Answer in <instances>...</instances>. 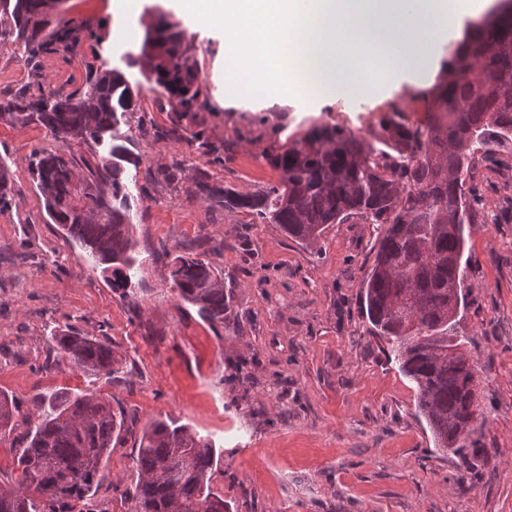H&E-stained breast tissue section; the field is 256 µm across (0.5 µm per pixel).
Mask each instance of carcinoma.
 I'll return each mask as SVG.
<instances>
[{"label":"carcinoma","instance_id":"carcinoma-1","mask_svg":"<svg viewBox=\"0 0 512 512\" xmlns=\"http://www.w3.org/2000/svg\"><path fill=\"white\" fill-rule=\"evenodd\" d=\"M73 21L56 11V0H0V44L26 56L66 52L78 37ZM178 23L163 22L146 37L141 54L154 61L157 83L172 109L186 114L198 104L202 87L181 50ZM135 111L124 73L98 69L80 94L55 92L0 102V120L36 121L56 139L77 143L111 141L110 157L76 180L71 146L33 151L28 170L45 198L51 220L62 226L104 270L112 288L129 296L134 256L133 225L122 168L126 152L120 118ZM428 119L413 121L392 109L380 124L356 136L337 126L315 129L280 154L266 155L281 172L280 182L258 193L198 189L229 210H242L263 224H276L291 239L311 246L329 224L358 217L379 225L374 261L362 281L371 333L383 339L388 357L417 387V407L439 447L454 455H488L478 447L475 423L482 415L474 373L448 350L463 347L454 336L464 301L465 225L481 204L466 186L475 146L493 156L489 135L512 144V0L476 26L450 54L443 81L427 102ZM179 299L210 324H224L233 295L224 273L210 260L186 255L172 259L170 272ZM53 349L90 376L112 377L124 363L107 338L84 336L64 327L51 336ZM37 422L17 436L14 458L21 480L0 488V512H43L49 503L71 508L99 484L101 464L120 438L123 417L93 394L58 389L40 395ZM19 406L0 392V442L19 427ZM218 463L207 436L165 421L144 430L135 460L139 475L129 499L132 512H229L228 502L211 491Z\"/></svg>","mask_w":512,"mask_h":512}]
</instances>
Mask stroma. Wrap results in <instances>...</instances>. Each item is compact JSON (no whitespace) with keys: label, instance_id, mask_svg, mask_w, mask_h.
Returning <instances> with one entry per match:
<instances>
[{"label":"stroma","instance_id":"obj_1","mask_svg":"<svg viewBox=\"0 0 512 512\" xmlns=\"http://www.w3.org/2000/svg\"><path fill=\"white\" fill-rule=\"evenodd\" d=\"M62 0L80 25L64 54L30 62L0 50V101L37 90L76 93L96 69L123 71L136 94L132 141L122 164L136 252L139 302L113 290L44 210L27 160L56 139L42 125L0 122V163L9 170L0 209V392L33 411L36 394L60 388L110 401L125 426L102 480L74 512H131L143 429L163 420L210 437L219 462L213 492L230 512H512V146L495 162L476 157L484 201L466 225V303L457 332L475 367L484 404L477 437L489 456L461 458L436 445L416 414L414 384L370 336L359 291L378 232L360 218L332 224L317 247L288 238L249 213L212 206L196 184L253 192L278 184L264 158L312 126L353 131L392 105L433 88L449 43L473 29L454 25L425 51L441 59L423 85L410 77L372 94L318 103L306 98L229 103L221 35L179 21L204 103L175 113L149 81L139 52L146 25L168 0ZM180 254L211 260L234 292L221 326L202 321L172 289ZM108 338L125 361L113 379L90 376L52 350L59 327ZM468 473L470 490L457 477Z\"/></svg>","mask_w":512,"mask_h":512}]
</instances>
